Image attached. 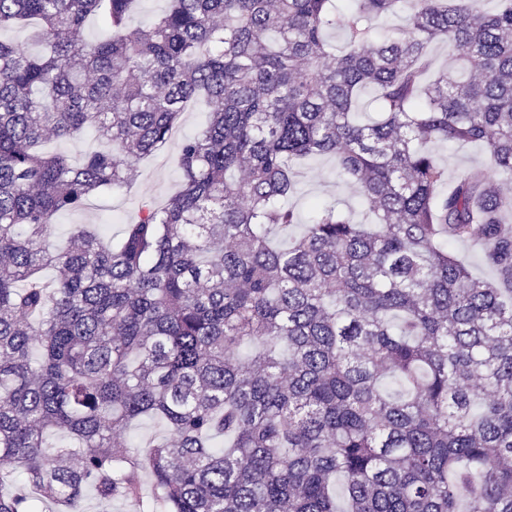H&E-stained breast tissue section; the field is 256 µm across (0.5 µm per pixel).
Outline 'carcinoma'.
Listing matches in <instances>:
<instances>
[{
  "label": "carcinoma",
  "mask_w": 512,
  "mask_h": 512,
  "mask_svg": "<svg viewBox=\"0 0 512 512\" xmlns=\"http://www.w3.org/2000/svg\"><path fill=\"white\" fill-rule=\"evenodd\" d=\"M337 2L168 0L130 28L133 0H0V32L41 46L0 38V512H85L88 490L140 512H512V183L493 176L512 173V0ZM91 17L109 37L84 38ZM439 39L466 73L426 80ZM201 94L180 190L114 242L52 250L51 218L129 185ZM89 130L111 149H40ZM435 143L490 167L450 184ZM309 155L376 229L324 205L271 246ZM141 418L169 437L127 446ZM455 248L458 257L468 267L473 277L492 280V270L484 263L477 246L472 243H459Z\"/></svg>",
  "instance_id": "cac0c4a2"
}]
</instances>
